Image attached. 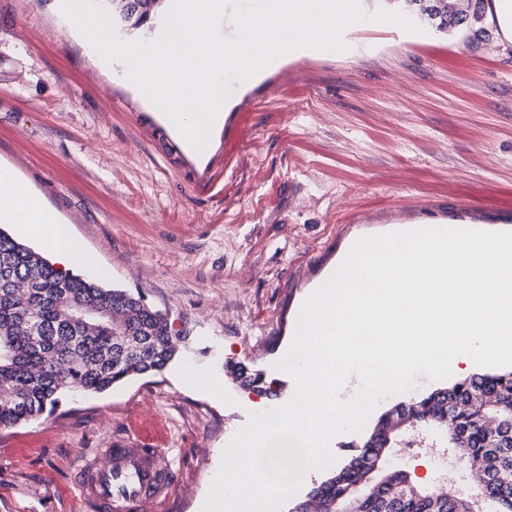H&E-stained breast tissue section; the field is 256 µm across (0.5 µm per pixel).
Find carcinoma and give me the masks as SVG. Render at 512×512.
Returning <instances> with one entry per match:
<instances>
[{"mask_svg": "<svg viewBox=\"0 0 512 512\" xmlns=\"http://www.w3.org/2000/svg\"><path fill=\"white\" fill-rule=\"evenodd\" d=\"M93 307L100 314L78 318ZM0 428L55 408L67 392L100 393L133 375L164 369L175 354L167 318L141 297L58 271L0 230ZM416 430H447L456 459L483 472L460 495L419 489L386 469L405 414ZM371 460L378 471L364 465ZM512 512V370L476 374L382 414L359 455L314 487L295 512Z\"/></svg>", "mask_w": 512, "mask_h": 512, "instance_id": "obj_1", "label": "carcinoma"}]
</instances>
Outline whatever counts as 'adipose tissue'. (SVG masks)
I'll return each mask as SVG.
<instances>
[{
  "label": "adipose tissue",
  "instance_id": "adipose-tissue-1",
  "mask_svg": "<svg viewBox=\"0 0 512 512\" xmlns=\"http://www.w3.org/2000/svg\"><path fill=\"white\" fill-rule=\"evenodd\" d=\"M0 223L20 225L25 233L41 242L61 271L94 262L93 256L79 247L58 213L12 168L1 165Z\"/></svg>",
  "mask_w": 512,
  "mask_h": 512
}]
</instances>
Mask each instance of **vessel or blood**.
<instances>
[{"mask_svg":"<svg viewBox=\"0 0 512 512\" xmlns=\"http://www.w3.org/2000/svg\"><path fill=\"white\" fill-rule=\"evenodd\" d=\"M102 454L103 461L86 462L75 476L85 512H153L167 496L172 474L156 446L129 440Z\"/></svg>","mask_w":512,"mask_h":512,"instance_id":"b4317fda","label":"vessel or blood"}]
</instances>
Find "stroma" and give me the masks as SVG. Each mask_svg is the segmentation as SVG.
I'll use <instances>...</instances> for the list:
<instances>
[{
	"instance_id": "35a3bbf8",
	"label": "stroma",
	"mask_w": 512,
	"mask_h": 512,
	"mask_svg": "<svg viewBox=\"0 0 512 512\" xmlns=\"http://www.w3.org/2000/svg\"><path fill=\"white\" fill-rule=\"evenodd\" d=\"M344 51L286 57L234 84L216 147L188 153L118 71L99 66L57 0H0V162L94 256L81 277L166 313L179 352L160 373L0 429V512H82L74 476L112 443L158 424L175 473L156 512H196L219 450L255 394L226 363L274 364L298 314L361 239L392 224L505 223L512 231V42L488 17L436 30L346 28ZM223 379L215 399L190 365ZM440 435L390 462L431 486L471 489Z\"/></svg>"
}]
</instances>
